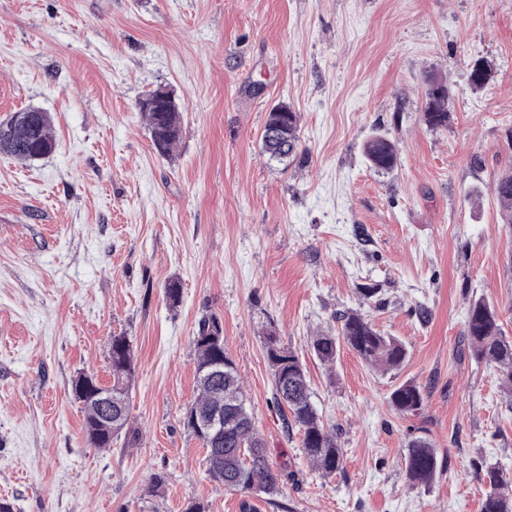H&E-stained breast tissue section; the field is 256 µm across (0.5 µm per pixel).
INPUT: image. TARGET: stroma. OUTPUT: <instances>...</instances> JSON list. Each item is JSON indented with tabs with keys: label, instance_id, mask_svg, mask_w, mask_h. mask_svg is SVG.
<instances>
[{
	"label": "stroma",
	"instance_id": "1",
	"mask_svg": "<svg viewBox=\"0 0 512 512\" xmlns=\"http://www.w3.org/2000/svg\"><path fill=\"white\" fill-rule=\"evenodd\" d=\"M478 60L492 74L476 89ZM431 75L451 89L439 129L423 121ZM158 87L182 109L167 157L138 106ZM279 103L300 115L285 165L262 151ZM27 108L50 113L56 149L0 154V499L14 512H277L214 481L184 427L210 314L289 474L288 512H480L476 470L512 477V395L464 340L474 298L512 338V225L495 196L512 171V0H0V121ZM376 134L398 147L391 171L363 156ZM346 310L406 345L399 370L345 346L331 367L313 355L312 336ZM271 332L337 434L336 475L283 427ZM117 334L135 355L130 421L102 449L71 381L110 385ZM407 380L429 391L416 416L389 402ZM415 434L444 460L426 487L405 478Z\"/></svg>",
	"mask_w": 512,
	"mask_h": 512
}]
</instances>
